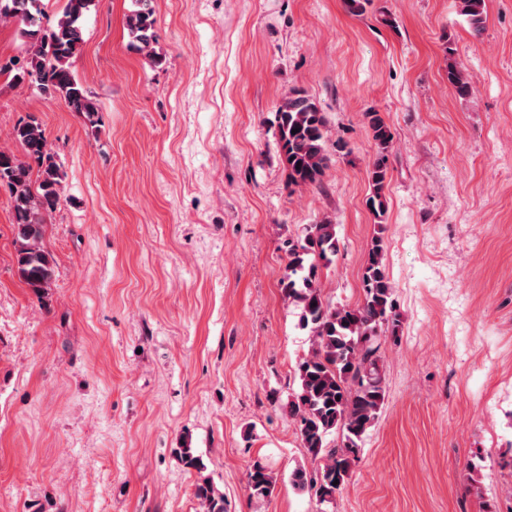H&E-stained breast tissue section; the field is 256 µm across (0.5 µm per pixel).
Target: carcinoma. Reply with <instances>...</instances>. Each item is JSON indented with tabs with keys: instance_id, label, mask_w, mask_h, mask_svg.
Here are the masks:
<instances>
[{
	"instance_id": "carcinoma-1",
	"label": "carcinoma",
	"mask_w": 512,
	"mask_h": 512,
	"mask_svg": "<svg viewBox=\"0 0 512 512\" xmlns=\"http://www.w3.org/2000/svg\"><path fill=\"white\" fill-rule=\"evenodd\" d=\"M92 2L66 0L62 13L46 24L42 0H0V19L22 26V34L29 39L25 56L0 65V72L11 74L16 83L60 97L71 111L89 121L98 114L99 105L76 78L73 58L83 43V20ZM458 7L470 28L481 33L485 0H458ZM155 24L152 0H135V9L125 16L130 44L158 64L161 59L153 50ZM448 83L460 96L470 92L466 73L452 60L448 61ZM366 119L377 146L368 169L371 193L367 206L381 223L387 212L385 188L393 132L377 112L367 113ZM274 124L289 184L321 186L331 157L326 149L328 120L315 99L302 89H293L278 104ZM296 128L299 132L292 133ZM12 139L24 158L0 150V186L7 187L13 203L18 277L40 295L54 278L53 259L43 244L45 218L61 205L64 174L36 117L15 125ZM338 249L336 224L331 219L308 225L302 237L286 242L288 264L279 281L284 297L300 310L299 324L309 331L312 341L308 355L294 369L298 392L289 402L288 413L298 424L301 447L307 449L316 467L312 471L294 469L291 481L314 492L322 503L342 490L359 442L383 406L376 331L383 322L398 323L394 286L382 261L383 239H372L361 277L363 302L355 307L336 306L323 293V272L334 262ZM338 430L344 441L331 447L328 436ZM248 488L256 497H267L273 491V476L258 461L250 471ZM194 494L206 512H226L224 495L210 482L196 484Z\"/></svg>"
}]
</instances>
